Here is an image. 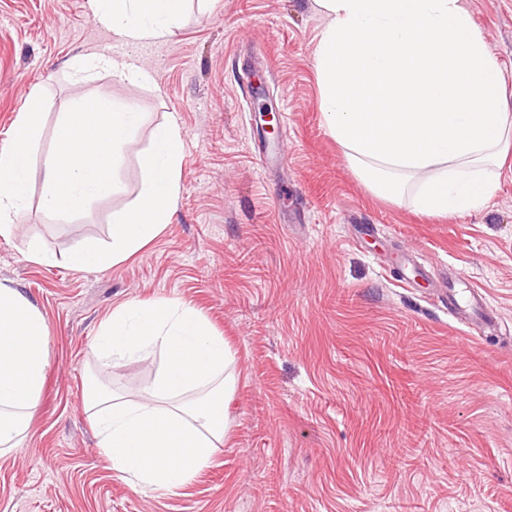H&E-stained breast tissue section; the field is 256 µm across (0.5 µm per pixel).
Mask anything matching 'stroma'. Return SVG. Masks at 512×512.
Listing matches in <instances>:
<instances>
[{
  "mask_svg": "<svg viewBox=\"0 0 512 512\" xmlns=\"http://www.w3.org/2000/svg\"><path fill=\"white\" fill-rule=\"evenodd\" d=\"M512 96V0H467ZM325 18L310 0H190L170 38L131 47L89 0H0V149L30 94L47 98L41 151L61 106L108 97L146 116L122 149L120 189L73 217L43 210L34 170L25 212L0 237V282L49 326L37 410L0 456V512H512V156L479 211L431 217L375 196L329 134L315 56ZM131 57L153 83L77 58ZM280 117L262 139L260 109ZM184 136L172 224L110 269L62 258L109 242L136 197L152 128ZM56 264L28 260L31 244ZM418 284L396 280L404 257ZM464 272L501 323L483 334L445 314L439 294ZM195 307L231 351L228 437L188 484L141 493L99 448L92 381L130 397L159 355L96 378L104 321L131 303Z\"/></svg>",
  "mask_w": 512,
  "mask_h": 512,
  "instance_id": "1",
  "label": "stroma"
}]
</instances>
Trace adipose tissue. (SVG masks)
I'll return each mask as SVG.
<instances>
[{
  "mask_svg": "<svg viewBox=\"0 0 512 512\" xmlns=\"http://www.w3.org/2000/svg\"><path fill=\"white\" fill-rule=\"evenodd\" d=\"M187 0H90L101 23L136 46L171 37ZM328 24L316 53L330 135L378 197L413 194L419 212L463 215L497 189L512 149V99L465 0H314ZM184 138L157 125L138 156L132 204L112 216V241L68 254L75 270L105 269L143 250L170 224ZM49 326L19 290L0 283V454L23 444L45 381ZM159 352L154 384L129 398L104 387L88 405L114 471L140 491L189 483L223 447L235 384L222 336L176 301L129 303L101 327L98 363Z\"/></svg>",
  "mask_w": 512,
  "mask_h": 512,
  "instance_id": "1",
  "label": "adipose tissue"
}]
</instances>
